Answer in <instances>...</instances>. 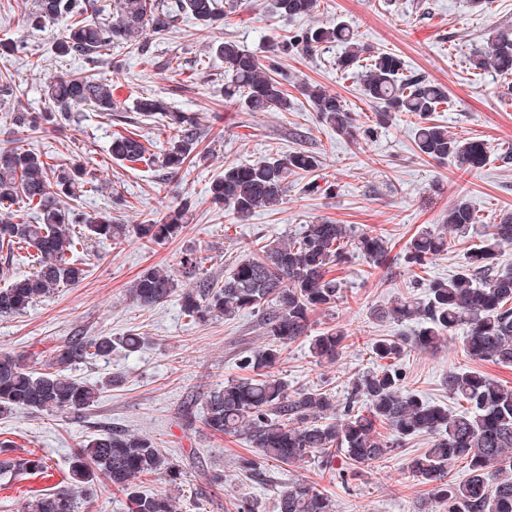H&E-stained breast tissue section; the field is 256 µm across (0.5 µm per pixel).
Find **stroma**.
I'll use <instances>...</instances> for the list:
<instances>
[{
    "label": "stroma",
    "mask_w": 512,
    "mask_h": 512,
    "mask_svg": "<svg viewBox=\"0 0 512 512\" xmlns=\"http://www.w3.org/2000/svg\"><path fill=\"white\" fill-rule=\"evenodd\" d=\"M33 2L0 0V40L22 46L10 60L0 59V70L12 73L24 90L15 104L19 110L43 109L46 80L81 67L79 61L53 55L59 27H26L23 16ZM220 3L224 18L219 24L204 28L184 21L156 39L153 63L127 58L124 70L112 77L121 104L112 116L84 109L65 128L35 134L8 122L7 109L0 105V148L42 152L58 164L79 162L95 174L101 191L77 201L86 213L107 214L116 224H141L182 202L190 204L178 237L147 245L134 240L117 248L108 242L90 244L79 255L88 271L81 283L39 299L20 314L0 317V350L37 354L43 366L53 349L81 336L136 333L145 339L134 354L117 351L110 359L73 366L71 377L86 382L111 376L119 380L117 386L103 388L98 401L81 414L23 411L0 417V442H9L22 457H47L51 465L45 477H0V512H23L31 496L66 486L74 451L110 428L150 437L179 466L184 478L177 485L154 474L138 479L141 491L170 495L177 512H237L244 499L253 501L259 512H272L277 495L298 480L320 488L334 512H444L431 485L406 466L408 458L429 447L426 436L409 440L386 461L355 470L328 471L311 457L292 466L268 463L258 475L241 471L240 457L252 453L244 440L214 434L200 423L186 427L182 414L187 408L202 413L209 395L225 380L248 377L240 366L243 357L268 342L259 316L245 312L231 320L194 324L177 300L142 307L132 303L128 289L145 269L179 270L181 257L192 250L204 258L202 276L223 281L225 272L251 256L257 245L294 235L305 224L328 221L383 234L392 262L378 267L352 256L334 267L344 298L311 318L313 331L339 326L347 333L335 361H317L307 344L295 343L275 367L289 389L317 387L344 399L349 381L375 368L373 342L415 329L411 323L377 317V309L402 296L422 294L428 280L453 275L481 242L476 233L447 231V251L424 268L402 259L411 238L425 228H442L449 208L459 201L482 224L499 223L512 213V76L477 72L469 65L491 32L512 30V0H486L480 10L471 8L469 0H318L312 15L298 19L262 10L261 0ZM338 20L354 30L359 43L398 54L409 71L445 86L448 102L431 119L454 138L486 143L484 164L461 169L420 154L414 142L416 119L408 113H393L386 126H376L377 107L361 91L360 71L336 68L339 46H323L310 56L271 52L288 32ZM226 39L261 61H275L277 77L289 94L288 111L225 107L224 64L211 57L210 48ZM171 59L186 70L182 86L165 75L163 65ZM304 80L341 96L369 135L347 141L320 123L298 90ZM145 94L197 113L208 159L173 177L159 167L111 158V135L121 128L163 153L166 138L158 123L133 110L135 99ZM302 149L318 156L321 164L314 172L289 176L288 195L277 210L235 224L227 211L210 202L207 187L226 165L279 159ZM396 365L406 389L453 413L463 406L443 383L448 370L477 371L512 386V368L468 357L459 332L435 348L403 354ZM217 472L223 473V483H211Z\"/></svg>",
    "instance_id": "1"
}]
</instances>
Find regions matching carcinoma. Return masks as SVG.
Returning <instances> with one entry per match:
<instances>
[{"instance_id": "cac0c4a2", "label": "carcinoma", "mask_w": 512, "mask_h": 512, "mask_svg": "<svg viewBox=\"0 0 512 512\" xmlns=\"http://www.w3.org/2000/svg\"><path fill=\"white\" fill-rule=\"evenodd\" d=\"M315 6L316 0H264V8L283 18L308 16ZM101 10L98 0H35L34 10L25 17L27 26L63 24L53 44L55 55L81 57L95 67L104 64L111 75L68 73L50 78L44 89L47 108L14 112L13 125L62 127L75 121L74 111L81 107L112 115L118 111L112 75L123 70L122 60L112 56V49H128L145 58L152 54L151 37L170 32L181 17L189 16L202 27L222 17L217 0H116L112 17L104 21L96 19ZM327 43L344 45L336 69H361L364 96L382 105L380 121L390 112H408L417 118L415 143L421 154L448 159L460 168L483 162V142H462L430 120L431 113L448 100L447 89L421 75L404 74L405 64L395 53L358 45L347 25L333 22L292 32L283 39L281 50L311 55ZM211 52L224 61L225 102L249 112L288 111V92L272 75L273 66L264 65L234 40L212 44ZM469 65L473 70L512 75V32L493 31ZM301 94L317 118L338 136L351 141L360 137V128L337 96L306 83ZM134 108L162 121L168 134L162 166L168 173L177 174L185 164L194 163L191 155L200 137L195 113L175 111L153 95L137 99ZM109 153L115 160L137 163L146 160L148 149L138 134L127 130L112 133ZM319 163L314 154L298 151L283 159L229 164L224 174L212 180L210 201L242 223L256 211L282 203L289 174L310 173ZM89 191H98V186L79 163L53 165L42 153L0 148V205L10 209L0 220V249H7L11 256L17 250L26 251L32 269L0 288V315L23 312L36 300L83 281L87 269L68 255L88 248L91 241H110L116 247L133 238L161 243L183 231L184 206L171 208L148 224H114L109 216L90 217L74 205H61V198ZM20 203L38 208L36 223L26 220ZM447 224L463 234L479 230L474 212L463 201L448 210ZM488 228L486 238L455 275L431 280L424 296H403L378 312L400 324L413 322L418 329L409 336L384 337L373 343L380 368L353 381L341 408L321 388L288 391L273 369L288 346L303 340L317 360L336 358L346 339L344 330L330 327L312 336L310 316L343 298L340 283L329 273L349 254L376 264L387 258L389 247L383 235L350 224H305L297 234L264 244L256 255L239 260L224 273L222 284L198 276L202 258L191 251L180 265L192 283L181 285L174 274L149 268L132 282L129 296L151 306L176 294L183 315L194 323L230 320L246 310L261 316L271 342L244 358L251 376L224 382L207 400L203 415L210 431L241 436L253 448L252 456L240 460L241 469L257 472L269 461L291 465L314 454L321 456L328 469L340 455L351 465L371 464L425 434L431 436V446L409 458L407 468L435 484V496L447 506L446 512H512V386L477 371L450 369L444 378L448 392L467 404L462 413L453 414L448 407L402 388L400 374L391 364L407 350L436 347L446 334L463 325L464 348L470 358L512 365V268L498 265L500 250L512 245V217ZM446 248L445 237L426 228L410 240L403 260L424 267ZM142 343L137 333L71 340L56 347L50 364L39 369L20 354L0 352V416L20 410H86L97 401L100 387L65 371L79 362L107 359L117 349L135 353ZM378 422L389 427L392 438L375 431ZM459 459L468 462L469 474L456 482L448 474ZM47 469L44 458L16 457L10 445L0 442V472L43 474ZM143 474H160L171 483L182 478L152 439L112 429L76 453L70 468L71 487L33 497L24 512H78L79 504L91 502L103 481L126 497L129 512H174L171 496L138 490L134 480ZM273 512L334 510L317 486L298 481L278 496Z\"/></svg>"}]
</instances>
